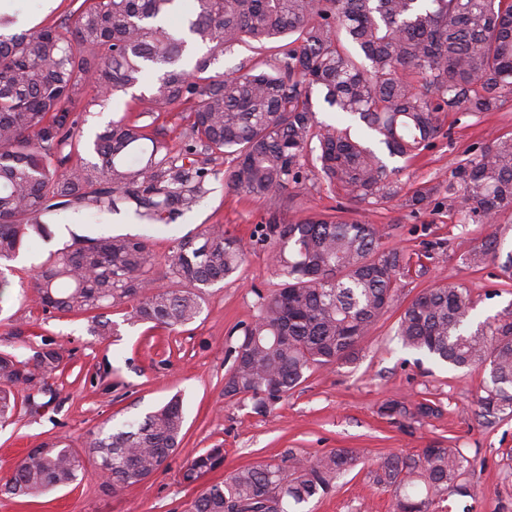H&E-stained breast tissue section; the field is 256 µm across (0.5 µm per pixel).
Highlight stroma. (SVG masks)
I'll return each mask as SVG.
<instances>
[{"instance_id": "1", "label": "stroma", "mask_w": 512, "mask_h": 512, "mask_svg": "<svg viewBox=\"0 0 512 512\" xmlns=\"http://www.w3.org/2000/svg\"><path fill=\"white\" fill-rule=\"evenodd\" d=\"M139 95L135 88L91 107L76 130L82 145H89L107 121L139 112ZM443 125L444 136L401 173V181H451L473 147L512 135V106L478 116L449 112ZM227 166L224 158L213 163L212 193L174 228L162 226L153 234L159 278L173 237L220 224L247 245L237 274L207 289L202 313L186 326L170 330L133 323L127 321L125 308L116 307L110 314L116 334L100 342L91 335L87 317L46 314L32 301L28 283L34 266L67 240L70 230L138 236L145 231L142 224H116L106 216L65 210L57 216L51 241H34L14 261L8 297L0 308V349L22 352L50 340L62 345L65 357L61 374L48 379L45 390L35 391L38 411L19 407L0 426V479L44 441L65 434L80 442L103 424L144 417L175 394L182 397L185 421L183 441L166 467L134 489L114 493L88 474L35 498L0 496V512H187L199 488L180 483L179 471L197 451L219 443L228 472L246 464H277L291 453L314 459L337 448L362 451L361 463L340 476L329 495L307 504L306 512H393L392 491L372 481L375 460L388 453L415 454L431 445H449L470 462L466 478L474 489L471 512H512V415L487 421L475 414L487 369L455 370L435 363L404 349L395 334L401 309L429 288H467L477 322L512 304V287H503L496 262L470 267L460 261L488 233V226L460 224L428 210L413 213L397 200L354 205V218L377 225L384 246L420 253L421 259L402 279L393 308L354 357L308 372L288 399L258 415L250 402L224 395V375L232 364L229 351L241 337V326L256 313L254 291L277 282L268 251L252 245V232L268 210H278L291 222L308 209L330 210L341 198L317 180L295 199H253L225 185ZM439 238L447 242L445 251L423 257L426 243ZM425 398L440 405V416L401 426L381 413L387 401Z\"/></svg>"}]
</instances>
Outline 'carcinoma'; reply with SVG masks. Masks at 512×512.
Segmentation results:
<instances>
[{
	"label": "carcinoma",
	"instance_id": "obj_1",
	"mask_svg": "<svg viewBox=\"0 0 512 512\" xmlns=\"http://www.w3.org/2000/svg\"><path fill=\"white\" fill-rule=\"evenodd\" d=\"M181 0H82L73 14L21 33L0 34V303L11 286V262L34 240L53 238L62 209L127 213L147 228L173 225L211 193V161L224 156L227 186L257 199L305 193L313 161L328 187L356 203L398 196L413 210L448 207L467 224L512 211V135L472 152L452 181L410 184L402 191L390 159L408 164L433 146L446 112H498L512 102V0H193L178 30L164 27ZM287 40L277 52L209 74L237 46ZM199 46L206 52L189 64ZM158 73L141 95V124L121 116L97 133L82 156L75 128L84 112ZM96 94L89 95V89ZM351 118L337 127L317 117L314 97ZM188 111L180 148L152 130L160 114ZM281 282L254 290L256 315L232 347L224 395L250 401L256 414L287 399L313 368L349 357L389 311L411 257L384 248L374 224L311 213L284 222L269 213L255 226ZM148 235L71 232L33 277L43 312L91 314L90 333L114 335L105 312L175 328L200 315L207 288L232 277L246 247L219 224L173 239L166 277L150 275ZM491 259L512 279V249L498 231L462 256L478 267ZM466 288L441 286L416 295L397 320L403 347L455 368L485 367L479 417L512 413V304L472 324ZM64 349L44 341L28 354L0 351V423L28 390L61 371ZM428 400L388 401L395 423L436 415ZM183 403L173 395L143 418L89 433L81 448L66 436L43 442L0 481V493L34 496L86 474L114 491L134 488L159 471L180 444ZM360 452L340 448L315 460L239 467L220 480L224 449L206 448L180 470L203 483L190 512H299L328 495L355 468ZM468 459L458 448L431 446L416 455L386 454L373 480L393 491V512H432L448 494L466 497Z\"/></svg>",
	"mask_w": 512,
	"mask_h": 512
}]
</instances>
